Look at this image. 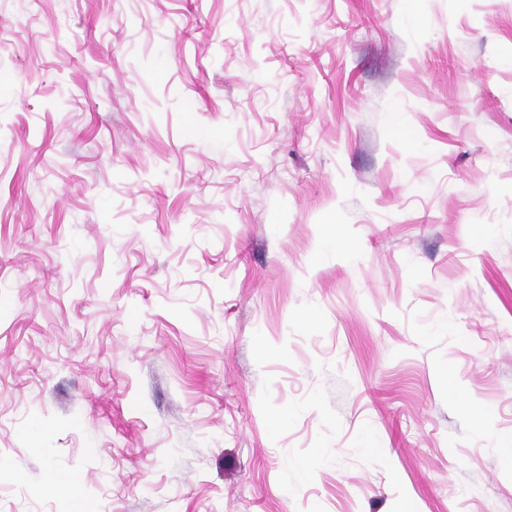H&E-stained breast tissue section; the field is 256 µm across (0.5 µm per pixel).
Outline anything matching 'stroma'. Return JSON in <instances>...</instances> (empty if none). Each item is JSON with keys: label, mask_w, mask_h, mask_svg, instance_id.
Instances as JSON below:
<instances>
[{"label": "stroma", "mask_w": 512, "mask_h": 512, "mask_svg": "<svg viewBox=\"0 0 512 512\" xmlns=\"http://www.w3.org/2000/svg\"><path fill=\"white\" fill-rule=\"evenodd\" d=\"M0 512H512V0H0Z\"/></svg>", "instance_id": "obj_1"}]
</instances>
